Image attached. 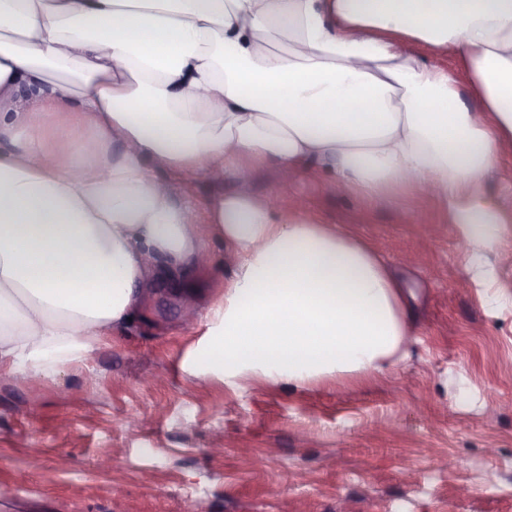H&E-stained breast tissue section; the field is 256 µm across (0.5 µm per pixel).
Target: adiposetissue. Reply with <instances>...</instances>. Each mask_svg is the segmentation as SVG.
<instances>
[{"instance_id":"1","label":"adipose tissue","mask_w":512,"mask_h":512,"mask_svg":"<svg viewBox=\"0 0 512 512\" xmlns=\"http://www.w3.org/2000/svg\"><path fill=\"white\" fill-rule=\"evenodd\" d=\"M510 149L512 0H0V375L86 362L157 278L205 302L192 374L303 388L394 370L399 280L287 178L313 168L370 203L413 185L478 263L512 222L483 189ZM262 166L280 181L257 197ZM156 167L236 183L207 206L234 265L222 293Z\"/></svg>"}]
</instances>
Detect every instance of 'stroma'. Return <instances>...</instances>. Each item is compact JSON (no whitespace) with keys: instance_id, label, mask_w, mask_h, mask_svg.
Here are the masks:
<instances>
[{"instance_id":"obj_1","label":"stroma","mask_w":512,"mask_h":512,"mask_svg":"<svg viewBox=\"0 0 512 512\" xmlns=\"http://www.w3.org/2000/svg\"><path fill=\"white\" fill-rule=\"evenodd\" d=\"M157 177L200 224L235 188ZM297 191L398 273L408 362L301 389L196 376L181 360L200 325L156 281L86 363L0 376V512H512V224L482 280L431 197L368 207L312 172Z\"/></svg>"}]
</instances>
